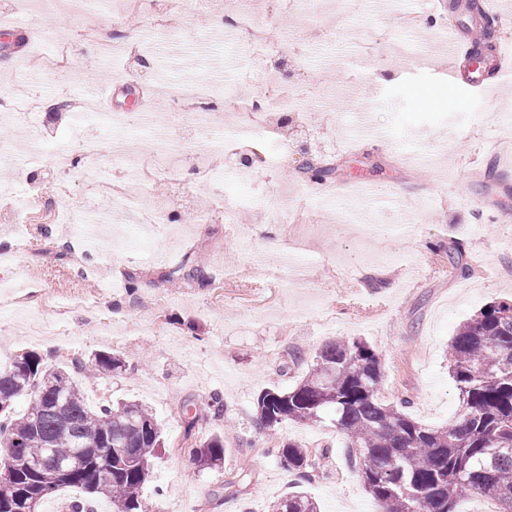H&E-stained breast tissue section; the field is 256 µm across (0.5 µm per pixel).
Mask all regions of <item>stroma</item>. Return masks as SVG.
<instances>
[{
  "mask_svg": "<svg viewBox=\"0 0 512 512\" xmlns=\"http://www.w3.org/2000/svg\"><path fill=\"white\" fill-rule=\"evenodd\" d=\"M402 17L374 0H252L251 10L273 46L287 45L299 62L283 78L301 103L302 123L335 140L337 172L326 181L328 201L315 183L298 175L303 157L286 143L272 172L242 178L231 161L213 164L222 179L201 182L184 170L170 214L177 225L157 224L144 252L112 253L107 273L99 254L61 235L56 225H33L17 238L0 221V280L15 293L0 296V367L32 352L44 362L91 363L95 354L119 356L128 371L83 380L85 394L106 401H134L157 420L165 444L152 460L142 490L150 512H270L293 491L296 477L281 466L276 448L315 444L325 468L303 486L321 512H373L374 505L349 466L347 440L333 424L285 421L264 428L255 401L269 385L292 387L330 341L356 337L380 355V397L409 398V414L432 427L454 416L458 395L449 374L448 345L459 326L493 302H512V280L495 275L512 267V79L478 91L451 83L438 70L449 46L434 21V0H403ZM18 17L36 34L79 24L115 29L122 42L143 41L152 19L143 12H115L91 0L82 14L38 12L20 0ZM419 55L401 57L404 34ZM144 82L187 78L223 81L252 99L266 91L252 43L223 44L208 13L190 12L161 36ZM72 74L87 84L82 65L95 61L98 85H107L106 62L89 42H73ZM30 76L24 94H37L52 129L41 140V162L50 167L80 137L110 144L122 135L159 138L157 156L190 160L204 151L207 132L192 112L173 110L166 123L151 108L125 106L126 127L110 121L114 101L101 97L98 115L76 119L56 98L69 75L44 69L32 54L0 52V81L16 85ZM384 133L361 142L359 113ZM237 201L236 226L204 218L198 199ZM461 249L467 270L452 268L448 253ZM296 256L304 283L276 266ZM202 258L206 284L172 286L169 273L184 260ZM305 361L293 363V351ZM224 402L215 417L213 396ZM223 433L221 466L201 470L191 450Z\"/></svg>",
  "mask_w": 512,
  "mask_h": 512,
  "instance_id": "stroma-1",
  "label": "stroma"
}]
</instances>
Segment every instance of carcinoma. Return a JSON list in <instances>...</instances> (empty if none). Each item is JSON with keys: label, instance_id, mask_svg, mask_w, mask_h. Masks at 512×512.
Here are the masks:
<instances>
[{"label": "carcinoma", "instance_id": "carcinoma-1", "mask_svg": "<svg viewBox=\"0 0 512 512\" xmlns=\"http://www.w3.org/2000/svg\"><path fill=\"white\" fill-rule=\"evenodd\" d=\"M479 26L473 52L490 54L496 21L479 11L478 0H456ZM449 371L458 391V411L445 427H428L400 405L379 397L383 371L379 354L365 341L341 338L323 346L299 381L284 391L264 389L255 403L264 427L285 420L314 424L326 418L342 431L353 449L351 465L359 473L376 512H456L457 500L475 494L497 502L498 512H512V302H495L463 322L448 350ZM125 368L109 353L95 356L102 375ZM24 413L14 404L25 391ZM162 430L143 405L122 402L89 408L74 375L47 366L24 353L0 368V447L15 448L49 463L78 466L63 474L23 471L16 489L0 493V512H25V494L46 497L64 487L83 490L72 512L102 492L118 512H147L140 490L149 474L143 464L159 448ZM281 465L308 479L320 455L297 443L274 449ZM200 469L224 462V437L214 434L192 450ZM272 512H319L303 492L276 502Z\"/></svg>", "mask_w": 512, "mask_h": 512}]
</instances>
